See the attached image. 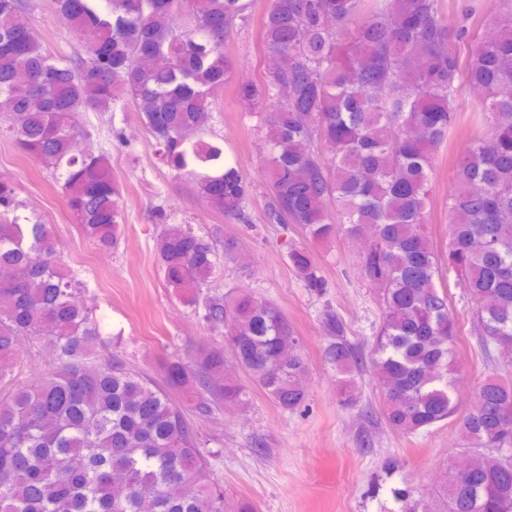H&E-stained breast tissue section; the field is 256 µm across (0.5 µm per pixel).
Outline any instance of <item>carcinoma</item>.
Instances as JSON below:
<instances>
[{
  "label": "carcinoma",
  "mask_w": 512,
  "mask_h": 512,
  "mask_svg": "<svg viewBox=\"0 0 512 512\" xmlns=\"http://www.w3.org/2000/svg\"><path fill=\"white\" fill-rule=\"evenodd\" d=\"M55 0L72 38L97 31L100 47L49 52L26 20L30 0H0V118L25 154L50 165L83 231L106 249L118 240L123 196L108 153L80 125L129 97L156 155L194 183L214 210L246 219L251 182L207 141L216 93L232 70L224 41L252 0ZM496 37H471L438 0H272L263 42L275 61L237 89L265 105L270 193L265 218L295 224L305 240L353 243L376 288L381 325L372 366L388 426L406 434L452 421L462 439L442 488L445 512H512V380L488 377L472 407L456 399L458 326L441 258L427 231L435 157L458 123L467 87L486 132L458 160L448 190V270L464 288L485 358L512 367V0H500ZM16 188L0 178V388L14 380L25 338L45 364L0 394V512H224L196 431L172 392L193 390L209 417L247 392L226 373L224 349L200 348L164 366V383L109 353L83 283L61 261L51 225L20 223ZM216 240L168 227L159 241L167 288L225 328L236 366L285 412L307 400V359L288 318L242 288L203 292L216 272ZM288 266L315 294L328 282L305 246ZM323 361L345 408L356 402V352L330 308Z\"/></svg>",
  "instance_id": "obj_1"
}]
</instances>
